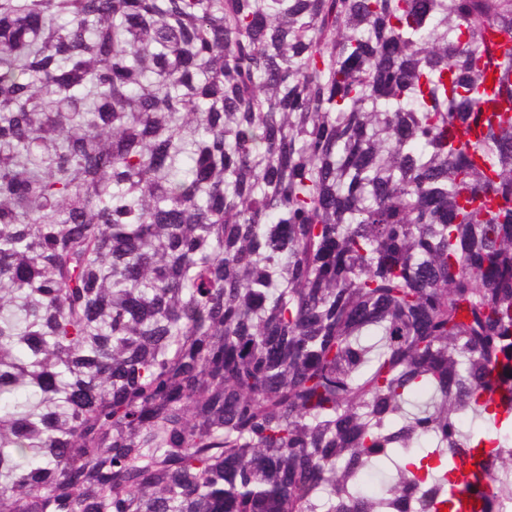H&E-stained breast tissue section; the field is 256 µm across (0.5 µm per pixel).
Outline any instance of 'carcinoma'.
<instances>
[{"label": "carcinoma", "instance_id": "obj_1", "mask_svg": "<svg viewBox=\"0 0 512 512\" xmlns=\"http://www.w3.org/2000/svg\"><path fill=\"white\" fill-rule=\"evenodd\" d=\"M508 113L512 0H0V512H512Z\"/></svg>", "mask_w": 512, "mask_h": 512}]
</instances>
